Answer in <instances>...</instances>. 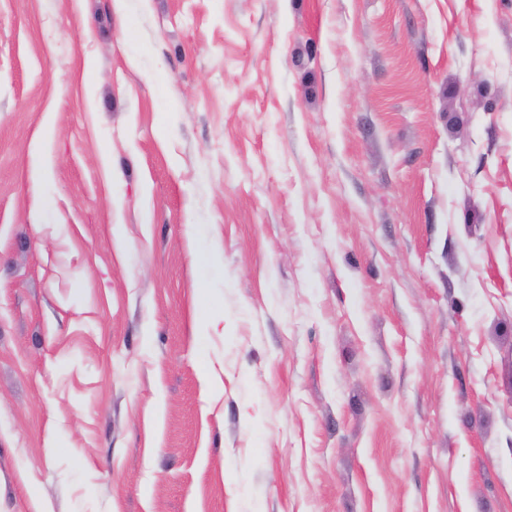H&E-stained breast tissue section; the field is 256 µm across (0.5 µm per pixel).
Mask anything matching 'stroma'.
<instances>
[{"instance_id":"stroma-1","label":"stroma","mask_w":512,"mask_h":512,"mask_svg":"<svg viewBox=\"0 0 512 512\" xmlns=\"http://www.w3.org/2000/svg\"><path fill=\"white\" fill-rule=\"evenodd\" d=\"M0 512H512V0H0Z\"/></svg>"}]
</instances>
